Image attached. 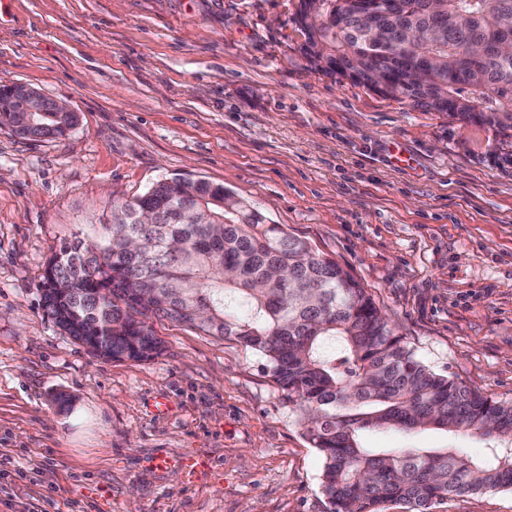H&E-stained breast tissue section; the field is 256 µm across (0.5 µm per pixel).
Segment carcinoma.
<instances>
[{
	"instance_id": "cac0c4a2",
	"label": "carcinoma",
	"mask_w": 512,
	"mask_h": 512,
	"mask_svg": "<svg viewBox=\"0 0 512 512\" xmlns=\"http://www.w3.org/2000/svg\"><path fill=\"white\" fill-rule=\"evenodd\" d=\"M400 0L404 14L376 25L394 35L366 46L355 0H299L302 50L316 68L414 108L512 129V0ZM73 112L18 111V89L0 86V124L60 138ZM234 193L175 176L118 203L107 237L51 248L40 283L43 308L79 343L104 336L109 359L147 360L161 342L147 323L162 317L211 336H235L260 352L276 381L309 413L307 436L322 455L328 512H380L399 501L428 512L437 498L512 490V403L470 390L416 359L370 295L336 261L270 224ZM155 223L133 224L131 213ZM337 342L340 350L325 345ZM432 427L493 437L503 447L472 457L446 448H369L362 432Z\"/></svg>"
}]
</instances>
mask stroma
Here are the masks:
<instances>
[{
    "mask_svg": "<svg viewBox=\"0 0 512 512\" xmlns=\"http://www.w3.org/2000/svg\"><path fill=\"white\" fill-rule=\"evenodd\" d=\"M298 0H7L0 77L77 125H0V512H328L306 415L236 337L152 319L162 353L92 356L42 309L52 246L176 174L221 185L335 260L423 364L512 402V130L315 69ZM373 448L477 434L372 430ZM165 455V471L152 466ZM192 455L205 462L193 470ZM429 512H512L506 489Z\"/></svg>",
    "mask_w": 512,
    "mask_h": 512,
    "instance_id": "obj_1",
    "label": "stroma"
}]
</instances>
